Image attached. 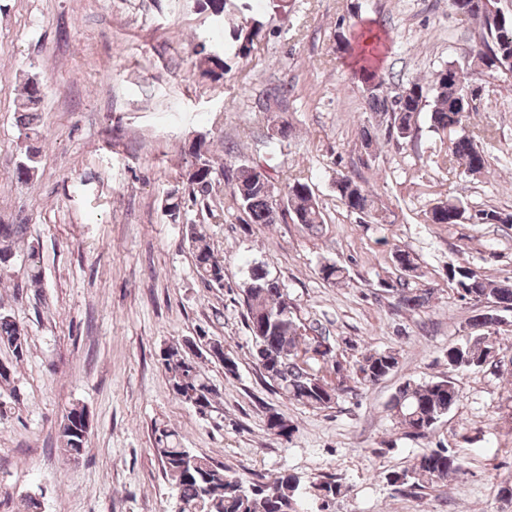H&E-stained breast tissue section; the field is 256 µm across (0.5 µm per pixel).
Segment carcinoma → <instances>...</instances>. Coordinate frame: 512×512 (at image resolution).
I'll return each mask as SVG.
<instances>
[{"label": "carcinoma", "instance_id": "carcinoma-1", "mask_svg": "<svg viewBox=\"0 0 512 512\" xmlns=\"http://www.w3.org/2000/svg\"><path fill=\"white\" fill-rule=\"evenodd\" d=\"M459 14L473 20L478 26V45L473 50L471 64L482 63V69L512 75V15H500L495 0H450ZM340 49L356 58L364 78L366 101L370 111L378 117L377 126L384 128V140L396 143L411 140L416 129V117L428 112L429 128L437 132L449 129L455 133L451 153L444 163L450 168L460 166L469 175L488 171L489 161L473 136L466 132L468 114L477 111L476 101L482 87L477 79L457 74L458 62L450 61L431 72L428 78H415L395 92L388 91L389 82L371 68V60L379 47V37L372 30L360 32L354 39L338 35ZM200 75L212 82L224 81L229 70L226 58L205 48L196 51ZM44 92L34 79L24 82L18 99L19 122L27 130L26 138H39L36 128L38 112ZM194 161L179 173L167 192L163 211L172 224L183 223L186 202L205 203L210 195L215 168L207 156L205 144L194 142L189 146ZM40 148L32 145L16 165L13 178L21 183L31 182L38 171ZM224 182L240 209L253 224H275L289 216L310 232L321 230L324 216L316 202L312 187L300 177L286 180L285 208L274 200L276 186L261 168L249 163L222 169ZM336 195L347 212L362 219V223L383 224L386 216L369 190L354 177L342 175L336 180ZM476 224H512V214L492 207L467 210L462 203L447 199L437 203L428 212L432 224H457L461 218ZM25 224H5L0 221V279L8 275L14 258V247L26 233ZM185 237L191 247L196 271L207 288L224 280V261L218 259L203 229L196 224L185 225ZM321 278L331 284L346 279V269L337 264L320 269ZM448 278L457 297L469 304H481L489 317L512 311V283L497 282L480 272L460 265H448ZM245 293L246 319L253 344V357L262 363L263 377L288 399L313 409L328 408L336 402L342 384L332 385L313 369L304 366L300 353L330 362L336 355L329 337L321 332L307 334L305 326L294 317L293 305L281 284L269 277L260 265L249 268ZM398 304L408 311H416L429 302L430 292L396 289ZM500 326L492 322L484 332L468 336L462 343L448 349V370L478 369L494 358ZM0 344L7 346L15 359L27 352L24 329L6 312L0 311ZM210 360L221 362L224 374H237V363L224 352V345L213 343ZM163 365L168 373L174 395L201 413L213 407L217 391L205 378L197 362L184 354L183 346H170L163 351ZM398 366V356L390 350L374 351L365 355L355 367L354 374L363 385H374L392 374ZM461 399L459 389L449 376L436 380H407L397 388L389 401L392 416L398 419L403 435L426 438L434 425L455 407ZM78 406L74 405L63 417L59 439L65 455L81 453L86 443V426L72 418ZM267 428L273 434L286 437L293 425L282 416L268 417ZM154 454L161 464L165 478L172 484L180 512H304L303 500L310 492L326 504L342 493V478L327 476L305 486L300 477L283 473L272 480H250L244 475L199 456L174 442L172 428L154 426ZM465 471V462L448 449L439 447L425 450L410 468L386 475L388 482L409 492L425 490L454 479Z\"/></svg>", "mask_w": 512, "mask_h": 512}]
</instances>
